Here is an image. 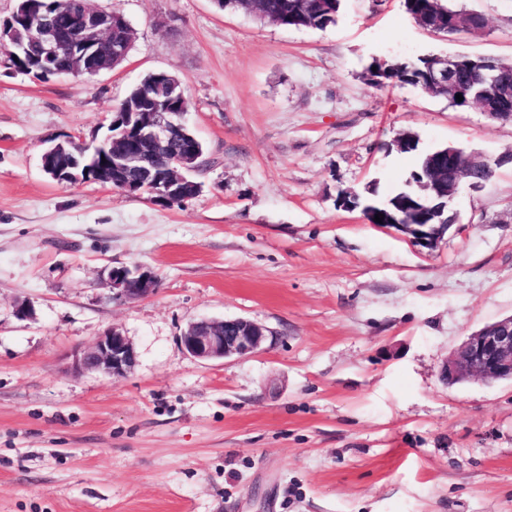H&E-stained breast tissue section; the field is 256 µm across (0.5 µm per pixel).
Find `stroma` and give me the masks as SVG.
I'll return each instance as SVG.
<instances>
[{
  "label": "stroma",
  "mask_w": 512,
  "mask_h": 512,
  "mask_svg": "<svg viewBox=\"0 0 512 512\" xmlns=\"http://www.w3.org/2000/svg\"><path fill=\"white\" fill-rule=\"evenodd\" d=\"M448 3L486 27L433 34L403 0H343L323 31L214 0H95L136 31L119 66L40 81L0 53V512H512V383L440 378L512 315V163L461 188L431 250L337 203L385 200L448 144L512 153V123L365 78L375 60L512 59V0ZM159 71L205 146L195 197L47 178L48 139L101 137ZM115 266L155 290L110 299ZM236 317L272 331L264 350H183L189 324ZM115 327L132 370H74Z\"/></svg>",
  "instance_id": "obj_1"
}]
</instances>
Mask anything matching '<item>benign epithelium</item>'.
Here are the masks:
<instances>
[{
	"instance_id": "benign-epithelium-1",
	"label": "benign epithelium",
	"mask_w": 512,
	"mask_h": 512,
	"mask_svg": "<svg viewBox=\"0 0 512 512\" xmlns=\"http://www.w3.org/2000/svg\"><path fill=\"white\" fill-rule=\"evenodd\" d=\"M13 14L0 21V48L16 59L11 69L32 77L87 75L93 77L112 68L126 55V50L112 40V18L116 12H106L82 0L69 6L67 26H59L44 12L41 0H20ZM453 21L460 30H478L485 24L478 14L455 13ZM71 60V70L63 73L55 67L59 57ZM464 58L435 56L430 64L427 90L445 89L448 96L466 93V88L454 83V73ZM483 79L492 89L501 86L497 67L490 61H478ZM498 111L491 112L482 101L475 102L491 119L512 123L507 111L512 96L498 94ZM169 97L157 96L152 112H114L109 123L110 133L101 141L87 143L81 137L50 141L42 154V169L58 184L96 182L112 184L115 168L145 166L148 157L169 151L175 132L184 127V112L168 108ZM201 154L192 147L171 157L170 174L153 185H144L138 192L150 194L154 201L171 197H192L191 174L199 171ZM485 160L472 157L461 163L455 177L445 183L422 185L441 201L440 207L427 215L424 224H411L399 218L388 224L404 233L415 245L432 249L448 230L457 223L455 217L444 216L453 202L460 184L482 167ZM112 299L131 301L147 295L156 286L154 274L148 270L131 271L121 266L108 272ZM272 332L265 326L243 318L202 320L190 325L181 336V344L192 357L201 360L245 356L261 349ZM137 352L132 341L119 329L112 328L99 337L94 346L76 356L74 369L95 370L121 377L136 364ZM442 379L457 383L478 377L490 381L512 382V316L488 323L467 337L440 370Z\"/></svg>"
}]
</instances>
